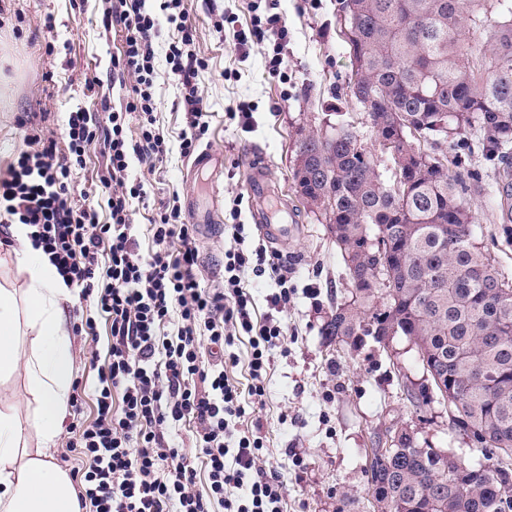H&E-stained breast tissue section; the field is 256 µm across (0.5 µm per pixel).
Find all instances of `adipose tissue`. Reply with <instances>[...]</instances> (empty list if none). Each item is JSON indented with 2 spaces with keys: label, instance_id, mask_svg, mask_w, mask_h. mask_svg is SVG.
<instances>
[{
  "label": "adipose tissue",
  "instance_id": "ef3b65f1",
  "mask_svg": "<svg viewBox=\"0 0 512 512\" xmlns=\"http://www.w3.org/2000/svg\"><path fill=\"white\" fill-rule=\"evenodd\" d=\"M9 231L27 283L20 293L0 284V381L25 370L38 410L27 426L14 412L0 411V512H76L72 480L49 448L65 421L72 387L71 292L47 256L32 247L28 225ZM28 334L33 341L26 349L20 339ZM28 427L39 435L40 448H28Z\"/></svg>",
  "mask_w": 512,
  "mask_h": 512
}]
</instances>
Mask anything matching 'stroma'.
I'll return each instance as SVG.
<instances>
[{"mask_svg":"<svg viewBox=\"0 0 512 512\" xmlns=\"http://www.w3.org/2000/svg\"><path fill=\"white\" fill-rule=\"evenodd\" d=\"M181 7L195 27L189 51L202 63L198 93L209 129L201 145L223 156L224 169L213 177L192 173L190 158L180 152L186 115L181 89L164 60L176 35L167 22H160L155 41L156 126L170 153L156 166L135 162L129 169L131 180L146 191L133 205L134 234L140 244H147V227L162 205L175 199L184 203L212 190L219 225L211 233L196 235L197 272L206 284L221 286L224 249L232 243L224 226L231 223L233 208L242 210L246 247L262 241L243 200L244 158L254 148L270 162L274 202L287 203L300 226L278 253L293 270L296 290L280 315L288 335L271 353L263 400L247 394V337L236 339L224 366L245 409L244 416L232 422L235 436L260 426V464L281 477L288 512H370L369 454L391 427L413 432L420 446L449 448L470 465H482L483 456L449 426L442 405L419 411L406 400L404 388L424 382L417 351L406 337H395L386 348L369 341L355 349L321 334L349 285L324 217L296 191L292 169L299 140L327 121L353 126L364 142H375L361 106L348 92L352 65L339 32L336 0H181ZM104 8L103 0H11L0 20L1 168L26 149L25 133L50 132L64 142L71 111L96 112L105 102L123 111L127 92L112 81V58L121 41L115 32L104 30ZM272 13L288 26L286 69L280 76L267 70L268 42L250 43L242 53L217 30L228 18L247 28L254 16ZM49 17L54 20L50 32L44 27ZM242 102L253 113L248 133L230 117ZM468 155L461 175L476 240L499 273L512 280V227L502 224L498 208L499 163L486 158L475 144ZM108 166V132L101 127L86 148L76 186L103 219L108 216L102 199Z\"/></svg>","mask_w":512,"mask_h":512,"instance_id":"stroma-1","label":"stroma"}]
</instances>
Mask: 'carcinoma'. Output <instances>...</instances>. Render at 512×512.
<instances>
[{
	"instance_id": "cac0c4a2",
	"label": "carcinoma",
	"mask_w": 512,
	"mask_h": 512,
	"mask_svg": "<svg viewBox=\"0 0 512 512\" xmlns=\"http://www.w3.org/2000/svg\"><path fill=\"white\" fill-rule=\"evenodd\" d=\"M340 34L357 68L353 97L395 143L404 173H380L350 126L298 145L294 182L325 217L350 296L322 327L336 343L404 336L446 377L407 391L420 410L448 405L487 464L419 447L406 431L372 452V497L388 512H512V282L474 239L465 184L451 168L472 133L487 157L512 144V0H338ZM445 166L414 149V132Z\"/></svg>"
}]
</instances>
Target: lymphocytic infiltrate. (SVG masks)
I'll use <instances>...</instances> for the list:
<instances>
[{"label":"lymphocytic infiltrate","mask_w":512,"mask_h":512,"mask_svg":"<svg viewBox=\"0 0 512 512\" xmlns=\"http://www.w3.org/2000/svg\"><path fill=\"white\" fill-rule=\"evenodd\" d=\"M178 33L169 46L171 72L183 91L187 125L181 134L183 155H192L207 132L197 77L198 59L187 52L194 27L177 0H114L106 14L110 26L120 28L124 46L113 62L119 79H131L124 111L102 106L98 118L71 112L66 146L54 136L40 137L39 148L25 150L0 173V223L26 224L35 247L48 255L63 280L76 288L79 302H92L105 313L112 343L106 354L91 353L96 379L95 420L76 424L69 443L86 460L75 472L79 508L93 512H209L218 502L225 512H283L284 485L280 477L257 464L260 440L241 436L235 452L226 439L232 419L245 409L238 389L224 372L222 360L204 363L203 347L220 352L235 339L249 338V362L255 399L265 395L264 377L270 353L285 334L280 315L295 291L292 271L263 247H244L245 227L231 225L232 245L224 251V285L205 286L198 278V249L190 225L181 220L180 205L166 206L149 226L151 252H141L132 234L131 206L142 187L128 181L130 160L162 161L167 143L155 128L154 51L157 13ZM235 45L266 40L275 53L268 59L269 74L281 72V48L288 28L278 14L249 29L227 33ZM139 122L138 139L128 138V115ZM111 128L110 166L103 186L109 223L97 210L77 203L75 175L83 166L86 144L97 124ZM108 245L107 266H100L99 250ZM252 270L272 281L269 312L263 322L252 317V301L243 291L241 276ZM85 384H77L73 405H80ZM183 420L195 423L200 453L208 472L209 492L195 488L196 470L181 449L168 445V426ZM247 488L246 497L238 489Z\"/></svg>","instance_id":"obj_1"}]
</instances>
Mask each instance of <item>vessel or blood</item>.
I'll return each instance as SVG.
<instances>
[{
    "label": "vessel or blood",
    "mask_w": 512,
    "mask_h": 512,
    "mask_svg": "<svg viewBox=\"0 0 512 512\" xmlns=\"http://www.w3.org/2000/svg\"><path fill=\"white\" fill-rule=\"evenodd\" d=\"M247 167L245 190L250 204L251 218L257 224L263 238L272 246L285 247L289 238L296 230L289 224L287 212L270 214L268 199L270 197V181L272 179L268 161L263 152L251 151L245 160ZM191 221L200 231H207L216 220V202L199 203L197 199H189L187 203Z\"/></svg>",
    "instance_id": "obj_1"
}]
</instances>
